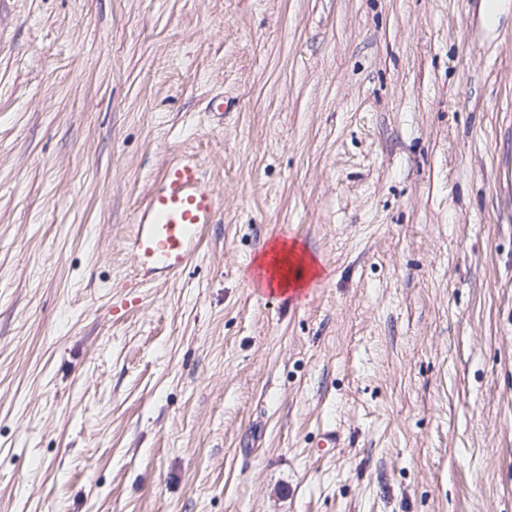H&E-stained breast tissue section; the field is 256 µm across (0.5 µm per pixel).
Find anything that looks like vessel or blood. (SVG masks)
<instances>
[{
    "label": "vessel or blood",
    "mask_w": 512,
    "mask_h": 512,
    "mask_svg": "<svg viewBox=\"0 0 512 512\" xmlns=\"http://www.w3.org/2000/svg\"><path fill=\"white\" fill-rule=\"evenodd\" d=\"M217 212L216 189L198 160L184 154L168 162L135 218L132 251L140 282L179 276L198 254Z\"/></svg>",
    "instance_id": "obj_1"
}]
</instances>
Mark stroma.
Masks as SVG:
<instances>
[{"mask_svg": "<svg viewBox=\"0 0 512 512\" xmlns=\"http://www.w3.org/2000/svg\"><path fill=\"white\" fill-rule=\"evenodd\" d=\"M0 512H512V0H0ZM217 212L215 186L198 160L183 154L168 162L135 218L132 251L140 284L179 276ZM271 253L273 254L272 261H266L269 252L257 260L258 267L265 269L269 274L268 284L270 287L276 283L278 288L287 292L289 288H301L307 276L317 274V261L313 257L296 255L295 245L288 249L286 243L276 242L271 247ZM293 268L296 269L292 277L289 273ZM297 271H300L299 276H297Z\"/></svg>", "mask_w": 512, "mask_h": 512, "instance_id": "stroma-1", "label": "stroma"}]
</instances>
